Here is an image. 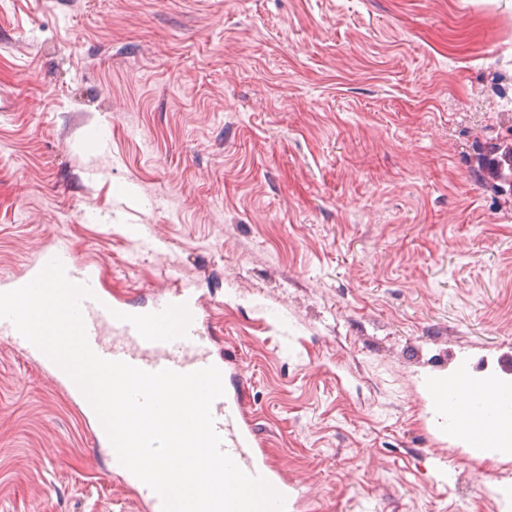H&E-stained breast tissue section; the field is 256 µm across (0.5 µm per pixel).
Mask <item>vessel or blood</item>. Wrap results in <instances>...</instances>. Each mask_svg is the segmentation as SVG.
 <instances>
[{
    "mask_svg": "<svg viewBox=\"0 0 512 512\" xmlns=\"http://www.w3.org/2000/svg\"><path fill=\"white\" fill-rule=\"evenodd\" d=\"M53 260L61 262L71 282L96 288L95 273L76 262L65 241H57L54 248L43 252L42 263ZM80 309L88 343L102 358L150 372L167 368L188 373L212 363L199 343V313L190 299L160 303L139 312L111 305L100 297L87 298ZM212 414L224 451L248 474L271 479V471L257 460L252 441L241 428L239 401L220 398L213 403Z\"/></svg>",
    "mask_w": 512,
    "mask_h": 512,
    "instance_id": "1",
    "label": "vessel or blood"
}]
</instances>
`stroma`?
<instances>
[{"instance_id":"35a3bbf8","label":"stroma","mask_w":512,"mask_h":512,"mask_svg":"<svg viewBox=\"0 0 512 512\" xmlns=\"http://www.w3.org/2000/svg\"><path fill=\"white\" fill-rule=\"evenodd\" d=\"M0 95V291L190 295L288 512H512L428 394L512 382V0H0ZM95 431L0 340V512H143ZM496 141L491 146L489 155L480 154L481 157L478 158L481 163V169L478 170L479 177L485 182L491 181L500 189L508 185L509 191H512V125L507 128L502 137L497 136ZM492 152L494 154H491Z\"/></svg>"}]
</instances>
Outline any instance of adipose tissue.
<instances>
[{"mask_svg":"<svg viewBox=\"0 0 512 512\" xmlns=\"http://www.w3.org/2000/svg\"><path fill=\"white\" fill-rule=\"evenodd\" d=\"M473 447L512 448V388L493 378L471 381L460 425Z\"/></svg>","mask_w":512,"mask_h":512,"instance_id":"ef3b65f1","label":"adipose tissue"}]
</instances>
